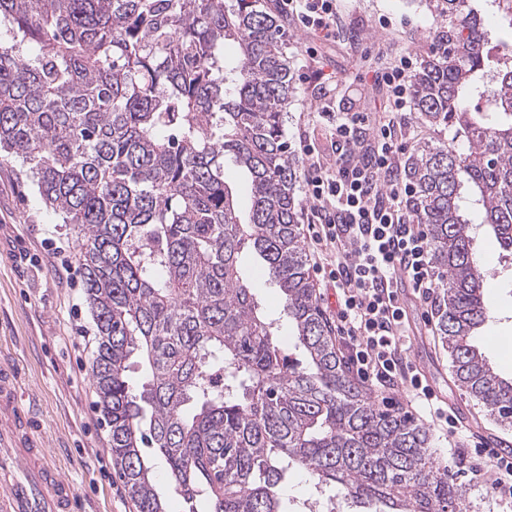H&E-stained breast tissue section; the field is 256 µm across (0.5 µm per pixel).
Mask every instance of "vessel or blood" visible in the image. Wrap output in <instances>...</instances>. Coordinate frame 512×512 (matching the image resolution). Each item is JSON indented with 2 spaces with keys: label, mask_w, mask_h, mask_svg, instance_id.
<instances>
[{
  "label": "vessel or blood",
  "mask_w": 512,
  "mask_h": 512,
  "mask_svg": "<svg viewBox=\"0 0 512 512\" xmlns=\"http://www.w3.org/2000/svg\"><path fill=\"white\" fill-rule=\"evenodd\" d=\"M77 503L46 449L0 447V512H75Z\"/></svg>",
  "instance_id": "vessel-or-blood-1"
}]
</instances>
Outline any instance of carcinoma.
<instances>
[{"mask_svg":"<svg viewBox=\"0 0 512 512\" xmlns=\"http://www.w3.org/2000/svg\"><path fill=\"white\" fill-rule=\"evenodd\" d=\"M433 46L412 81L423 124L469 149L418 146L404 175L439 272L436 332L460 389L512 426V379L476 344L487 322L475 223L512 254V64L490 69L479 0H430ZM0 148L28 164L73 225L99 342L92 380L137 512H288L315 498L358 512H469L430 433L349 375L317 304L299 227L301 169L283 117L294 94L281 24L262 0H0ZM238 46L235 65L224 44ZM249 174V219L224 181ZM267 266L305 365L244 277ZM147 368L129 382L130 360ZM311 476L304 470L296 471L288 478V483L283 489L285 501L294 499L301 501L309 497V491L313 485Z\"/></svg>","mask_w":512,"mask_h":512,"instance_id":"cac0c4a2","label":"carcinoma"}]
</instances>
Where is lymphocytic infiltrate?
Instances as JSON below:
<instances>
[{"mask_svg":"<svg viewBox=\"0 0 512 512\" xmlns=\"http://www.w3.org/2000/svg\"><path fill=\"white\" fill-rule=\"evenodd\" d=\"M282 5L321 39L339 37L338 0H282ZM415 68L413 56L405 54L374 71L373 82L388 92L387 119L378 128H371L367 113L323 106L320 117L330 133L335 167L322 163L312 140L300 139L309 160L308 233L316 274L336 294L332 320L356 377L385 392L389 406L405 397L409 406L443 422L455 438L461 430L451 410L439 405L427 378L404 354L402 338L409 323L391 286L393 280L404 279L424 301L437 286L429 235L409 209L414 187L395 176L403 150L397 131L405 127L412 109L409 91ZM469 453L473 476L492 471L493 496L512 504V451L499 453L474 442Z\"/></svg>","mask_w":512,"mask_h":512,"instance_id":"f902f5d3","label":"lymphocytic infiltrate"}]
</instances>
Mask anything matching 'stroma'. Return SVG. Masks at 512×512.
<instances>
[{"label":"stroma","instance_id":"1","mask_svg":"<svg viewBox=\"0 0 512 512\" xmlns=\"http://www.w3.org/2000/svg\"><path fill=\"white\" fill-rule=\"evenodd\" d=\"M285 31L291 76L297 89L285 117L286 140L297 149L306 130L324 162L335 160L329 134L314 113L320 95H328L338 110L366 112L372 121L385 120V89L375 86L372 72L403 53L421 57L431 43L436 17L429 0H342L343 35L321 41L314 31L283 14L280 0H263ZM388 18L382 26L380 18ZM318 50L320 64L332 76L326 93L303 79L311 61L307 48ZM67 243L56 252L54 234ZM488 272L486 300L495 310L494 329L483 330L477 343L492 366L512 377V259H503L497 241L478 234L474 243ZM79 241L71 225L47 207L21 158L0 154V365L13 375L12 409L0 410V433L29 447L48 449L51 462L73 480L79 512H137L112 461L109 430L98 406L92 382L96 342L80 345L81 329L96 326L78 262ZM245 271L256 284L261 302L278 319L281 336H288V319L280 294L271 284L261 259L246 256ZM428 323L406 344L411 362L424 363L444 402L465 413L474 430L502 440L512 449V427L499 425L489 411L454 382L447 351L435 332V302L424 305ZM431 448L449 463L451 479L462 483L474 512H512L469 472L467 447L431 430Z\"/></svg>","mask_w":512,"mask_h":512}]
</instances>
